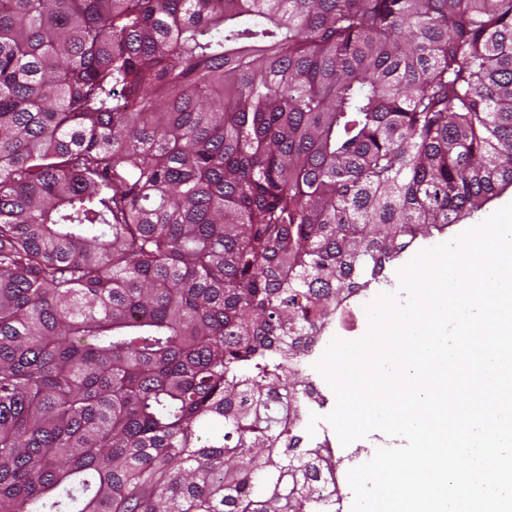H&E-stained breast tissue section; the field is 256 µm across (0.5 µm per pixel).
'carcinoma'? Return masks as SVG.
<instances>
[{
	"mask_svg": "<svg viewBox=\"0 0 512 512\" xmlns=\"http://www.w3.org/2000/svg\"><path fill=\"white\" fill-rule=\"evenodd\" d=\"M512 187V0H0V512H324L294 363ZM508 203H512V189L510 188L499 197L486 204V206L477 212L472 218L467 219L460 224H453L440 233L435 231V233L431 236H419L406 251L400 254L394 261L390 262L385 270V278L380 279L379 282L371 283L369 288L356 293L347 300L346 303L354 310L356 319L354 321L347 322L345 326L342 327L338 321V315L336 314V316L329 322V324L322 332V338L318 340V343L315 347V360H317L322 355L323 351L333 336L338 335L344 339L352 340L357 339L363 335L367 325L366 317L363 311V304L368 302L379 292L397 290V269L409 261L417 251L422 248L429 247L431 244L438 241L451 240L455 237L456 230L458 228L465 227L467 229L472 227Z\"/></svg>",
	"mask_w": 512,
	"mask_h": 512,
	"instance_id": "1",
	"label": "carcinoma"
}]
</instances>
